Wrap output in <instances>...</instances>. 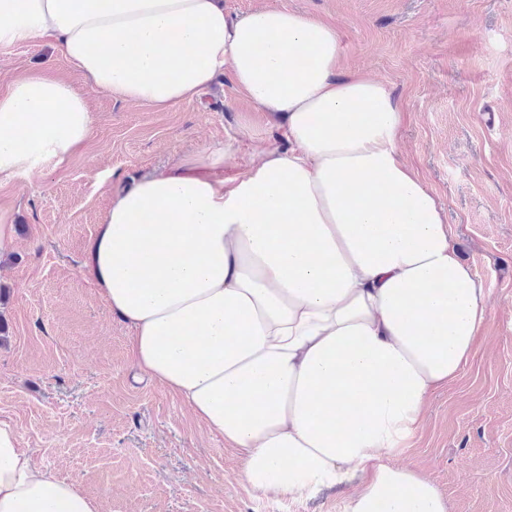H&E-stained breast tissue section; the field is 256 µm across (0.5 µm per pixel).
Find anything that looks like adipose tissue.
Masks as SVG:
<instances>
[{
	"label": "adipose tissue",
	"instance_id": "1",
	"mask_svg": "<svg viewBox=\"0 0 512 512\" xmlns=\"http://www.w3.org/2000/svg\"><path fill=\"white\" fill-rule=\"evenodd\" d=\"M50 41L86 84L162 112L228 74L287 151L228 181L198 167L113 194L84 265L134 330L133 364L181 396L264 495L353 486L347 512H447L399 458L432 392L467 363L487 296L433 194L402 160L405 113L378 79L339 76L340 36L308 15L222 0H0V44ZM94 116L43 71L0 91V175L41 174ZM0 512H101L0 420Z\"/></svg>",
	"mask_w": 512,
	"mask_h": 512
}]
</instances>
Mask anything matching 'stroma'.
Returning a JSON list of instances; mask_svg holds the SVG:
<instances>
[{
  "instance_id": "1",
  "label": "stroma",
  "mask_w": 512,
  "mask_h": 512,
  "mask_svg": "<svg viewBox=\"0 0 512 512\" xmlns=\"http://www.w3.org/2000/svg\"><path fill=\"white\" fill-rule=\"evenodd\" d=\"M260 6L334 23L342 73H370L405 112L402 157L441 206L488 309L473 356L434 393L402 461L434 480L449 512H512V0H224L232 16ZM42 67L84 93L95 125L64 163L0 177V225L14 236L0 254V419L101 512H347V487L253 492L237 451L138 377L133 331L84 266L113 193L226 147L234 159L203 173L233 179L249 153L287 148L281 129L224 74L157 112L86 85L47 43L0 45V88ZM249 113L256 132L245 136Z\"/></svg>"
}]
</instances>
